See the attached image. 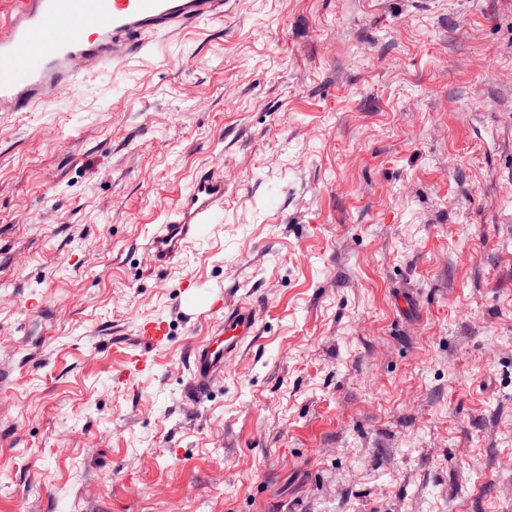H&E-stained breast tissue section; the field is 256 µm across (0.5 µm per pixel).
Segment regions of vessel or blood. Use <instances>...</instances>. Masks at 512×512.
Listing matches in <instances>:
<instances>
[{
	"mask_svg": "<svg viewBox=\"0 0 512 512\" xmlns=\"http://www.w3.org/2000/svg\"><path fill=\"white\" fill-rule=\"evenodd\" d=\"M230 0H16L0 22V112H28L79 84L83 70H109L139 58L160 35L204 21L220 20ZM224 211V174L202 171L178 196L169 220L151 238L154 265L167 269L192 242L204 236ZM204 300L219 323L215 336L194 345L187 362L189 389L201 394L256 336V306L225 307L222 294L201 291L186 279L180 304ZM161 319L140 322L141 352L126 372L134 380L154 363L153 352L169 340Z\"/></svg>",
	"mask_w": 512,
	"mask_h": 512,
	"instance_id": "vessel-or-blood-1",
	"label": "vessel or blood"
}]
</instances>
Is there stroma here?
I'll list each match as a JSON object with an SVG mask.
<instances>
[{"mask_svg": "<svg viewBox=\"0 0 512 512\" xmlns=\"http://www.w3.org/2000/svg\"><path fill=\"white\" fill-rule=\"evenodd\" d=\"M188 276L262 306L198 397ZM0 512H512V0H233L0 112ZM224 174L218 168L202 171L190 189L180 194L165 224L151 238L154 266L167 269L192 242L206 234L209 224H218L224 211ZM169 326L161 319H147L140 322L137 329V337L141 344V352L131 360L127 369V381L149 370L154 363L153 351L169 341Z\"/></svg>", "mask_w": 512, "mask_h": 512, "instance_id": "obj_1", "label": "stroma"}]
</instances>
